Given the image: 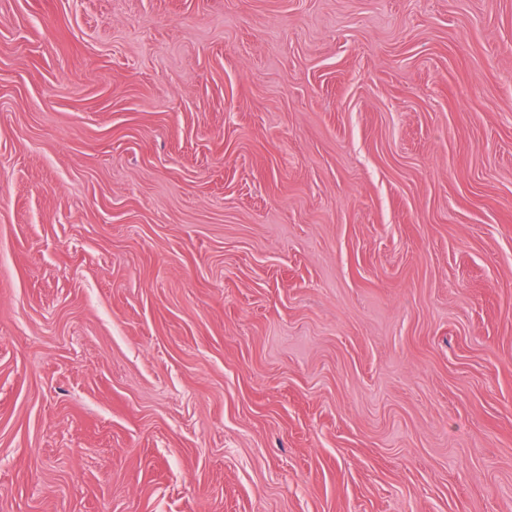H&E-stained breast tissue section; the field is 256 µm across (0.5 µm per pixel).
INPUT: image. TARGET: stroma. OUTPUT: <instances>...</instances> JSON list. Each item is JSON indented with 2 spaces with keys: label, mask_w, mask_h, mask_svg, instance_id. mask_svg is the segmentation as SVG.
I'll list each match as a JSON object with an SVG mask.
<instances>
[{
  "label": "stroma",
  "mask_w": 512,
  "mask_h": 512,
  "mask_svg": "<svg viewBox=\"0 0 512 512\" xmlns=\"http://www.w3.org/2000/svg\"><path fill=\"white\" fill-rule=\"evenodd\" d=\"M0 512H512V0H0Z\"/></svg>",
  "instance_id": "obj_1"
}]
</instances>
